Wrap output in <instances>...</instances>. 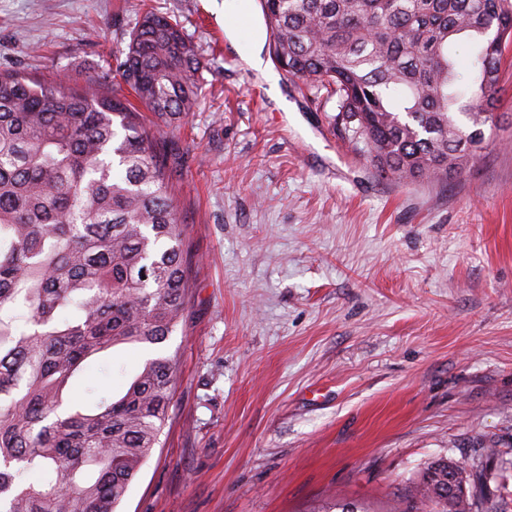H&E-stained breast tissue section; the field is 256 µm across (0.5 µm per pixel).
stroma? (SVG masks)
<instances>
[{"mask_svg": "<svg viewBox=\"0 0 512 512\" xmlns=\"http://www.w3.org/2000/svg\"><path fill=\"white\" fill-rule=\"evenodd\" d=\"M142 3L206 68L196 111L146 116L185 224V328L77 387L89 403L176 362L164 445L120 512H387L440 457L483 467L512 512V67L487 148L438 185L376 177L335 99L243 61L260 0H0V70L96 86Z\"/></svg>", "mask_w": 512, "mask_h": 512, "instance_id": "stroma-1", "label": "stroma"}]
</instances>
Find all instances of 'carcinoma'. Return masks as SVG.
I'll return each mask as SVG.
<instances>
[{
    "mask_svg": "<svg viewBox=\"0 0 512 512\" xmlns=\"http://www.w3.org/2000/svg\"><path fill=\"white\" fill-rule=\"evenodd\" d=\"M281 71L338 98L336 124L378 177L445 182L487 143L512 44V0H261ZM465 37L468 66L451 53ZM205 62L182 22L144 10L108 91L0 70V512H117L162 436L175 362L145 361L93 410L82 364L183 327L185 225L172 201L163 119L203 98ZM39 473L43 479L28 481ZM470 471L433 460L389 512H501Z\"/></svg>",
    "mask_w": 512,
    "mask_h": 512,
    "instance_id": "obj_1",
    "label": "carcinoma"
}]
</instances>
